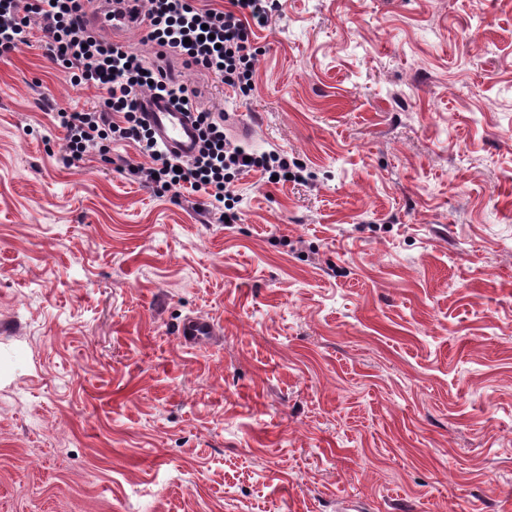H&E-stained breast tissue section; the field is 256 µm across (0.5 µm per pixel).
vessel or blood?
<instances>
[{
	"label": "vessel or blood",
	"instance_id": "vessel-or-blood-1",
	"mask_svg": "<svg viewBox=\"0 0 512 512\" xmlns=\"http://www.w3.org/2000/svg\"><path fill=\"white\" fill-rule=\"evenodd\" d=\"M93 22L97 28L113 32L132 24L128 15L115 14L108 10L98 12ZM140 109L158 140L170 154L179 158L194 154L197 131L192 113L175 107L168 98L154 94L141 99ZM175 334L184 345L199 346L213 336L214 325L199 316L188 317L177 326Z\"/></svg>",
	"mask_w": 512,
	"mask_h": 512
}]
</instances>
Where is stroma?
<instances>
[{
  "label": "stroma",
  "instance_id": "35a3bbf8",
  "mask_svg": "<svg viewBox=\"0 0 512 512\" xmlns=\"http://www.w3.org/2000/svg\"><path fill=\"white\" fill-rule=\"evenodd\" d=\"M118 41L307 176L206 222L134 144L64 165L100 91L0 56V512H502L512 0H276L246 97ZM214 329V323L205 318L187 317L177 326L175 334L184 345L200 346L214 335Z\"/></svg>",
  "mask_w": 512,
  "mask_h": 512
}]
</instances>
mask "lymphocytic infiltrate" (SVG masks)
<instances>
[{
    "instance_id": "f902f5d3",
    "label": "lymphocytic infiltrate",
    "mask_w": 512,
    "mask_h": 512,
    "mask_svg": "<svg viewBox=\"0 0 512 512\" xmlns=\"http://www.w3.org/2000/svg\"><path fill=\"white\" fill-rule=\"evenodd\" d=\"M146 29V38L165 52L213 74L234 92L248 95L254 85L250 36L264 26L275 0H114ZM83 0H0V54L28 43L32 29L42 33L46 55L76 87H93L104 96L98 106L75 110L65 106L51 113L65 131V161L105 154L110 143H134L149 166L130 167L131 175L162 192H204L210 213L237 221L240 197L233 185L239 176L259 171L286 180L295 165L286 155L261 154L232 142L223 123L196 110L194 94L173 84L165 71L145 65L130 48L89 32ZM165 94L193 112L199 126L195 155L178 160L154 138L143 122L139 101Z\"/></svg>"
}]
</instances>
